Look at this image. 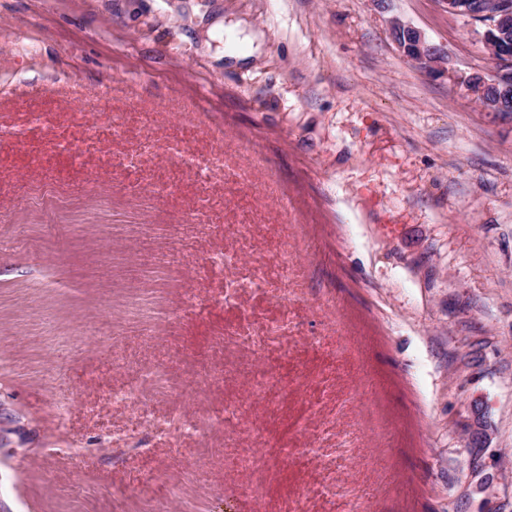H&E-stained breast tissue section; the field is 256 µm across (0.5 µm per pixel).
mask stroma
<instances>
[{
  "mask_svg": "<svg viewBox=\"0 0 512 512\" xmlns=\"http://www.w3.org/2000/svg\"><path fill=\"white\" fill-rule=\"evenodd\" d=\"M396 21L442 50L441 74L403 54ZM483 29L439 0H0V512H279L287 467L251 495L219 417L238 402L257 455L287 441L339 351L326 298L363 350L370 512H512V118L468 89L496 71ZM172 140L230 165L198 180ZM253 150L269 172L241 179ZM41 183L63 234L30 210ZM281 193L315 252L294 306L242 303L297 323V350L256 361L305 366L271 411L224 372L240 309L205 257L231 247L228 222L273 255Z\"/></svg>",
  "mask_w": 512,
  "mask_h": 512,
  "instance_id": "obj_1",
  "label": "stroma"
}]
</instances>
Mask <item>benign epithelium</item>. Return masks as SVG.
<instances>
[{"label":"benign epithelium","instance_id":"1","mask_svg":"<svg viewBox=\"0 0 512 512\" xmlns=\"http://www.w3.org/2000/svg\"><path fill=\"white\" fill-rule=\"evenodd\" d=\"M448 12L486 23L481 40L488 55L496 62L498 72L494 84L512 89V0H441ZM395 40L403 53L417 61L426 73L433 75L441 70V50L428 43L415 28L400 23L392 26ZM481 78L470 82L469 89L476 102L492 112L512 114V101L507 94L492 96V84Z\"/></svg>","mask_w":512,"mask_h":512}]
</instances>
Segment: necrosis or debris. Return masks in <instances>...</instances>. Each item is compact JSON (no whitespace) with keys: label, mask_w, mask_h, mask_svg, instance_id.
I'll return each mask as SVG.
<instances>
[{"label":"necrosis or debris","mask_w":512,"mask_h":512,"mask_svg":"<svg viewBox=\"0 0 512 512\" xmlns=\"http://www.w3.org/2000/svg\"><path fill=\"white\" fill-rule=\"evenodd\" d=\"M229 235L240 245L239 251L224 254V305L232 307L248 294L269 292L273 302L294 301L305 296L304 283L308 274L305 258L310 245L305 234L283 240L281 243L280 266L284 285L272 290L266 289V272L262 264L241 265L240 255L248 251L253 237L249 224H233ZM251 315H243L224 340L225 351H232L241 344L253 355H265L267 350L279 347L284 338L295 336L296 328L290 318L267 317L263 320L262 333L250 330ZM357 357H348L346 363H322L318 371V387L315 401L306 415L293 422L294 437L288 444L268 449L269 457L278 462H297L306 466L317 463L313 483L298 482L288 492L287 512H312V502L322 500L336 505V512H368L371 491L377 479L376 471L363 467L355 475H348L352 461L371 456L365 433L350 397L340 393L337 386L347 365L357 364Z\"/></svg>","instance_id":"4bbe7bcc"}]
</instances>
